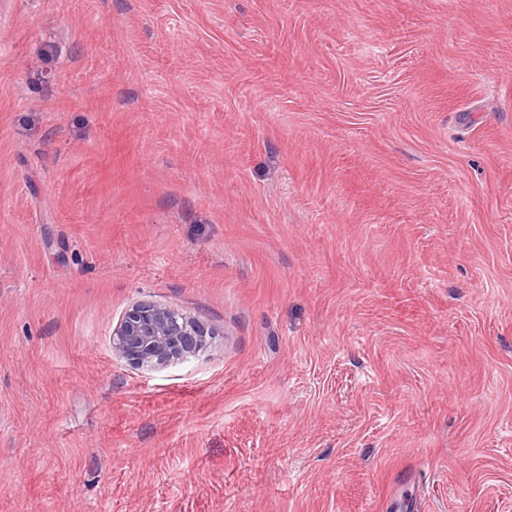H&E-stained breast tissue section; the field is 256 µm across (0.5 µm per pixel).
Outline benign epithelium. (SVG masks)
<instances>
[{
	"label": "benign epithelium",
	"instance_id": "obj_1",
	"mask_svg": "<svg viewBox=\"0 0 512 512\" xmlns=\"http://www.w3.org/2000/svg\"><path fill=\"white\" fill-rule=\"evenodd\" d=\"M207 331L195 319L153 301L132 305L112 333V352L137 368L155 369L197 355Z\"/></svg>",
	"mask_w": 512,
	"mask_h": 512
}]
</instances>
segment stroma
Instances as JSON below:
<instances>
[{
	"label": "stroma",
	"mask_w": 512,
	"mask_h": 512,
	"mask_svg": "<svg viewBox=\"0 0 512 512\" xmlns=\"http://www.w3.org/2000/svg\"><path fill=\"white\" fill-rule=\"evenodd\" d=\"M0 512H512V0H0ZM208 333L195 319L153 301L132 305L112 333V352L136 368L155 369L196 356Z\"/></svg>",
	"instance_id": "1"
}]
</instances>
